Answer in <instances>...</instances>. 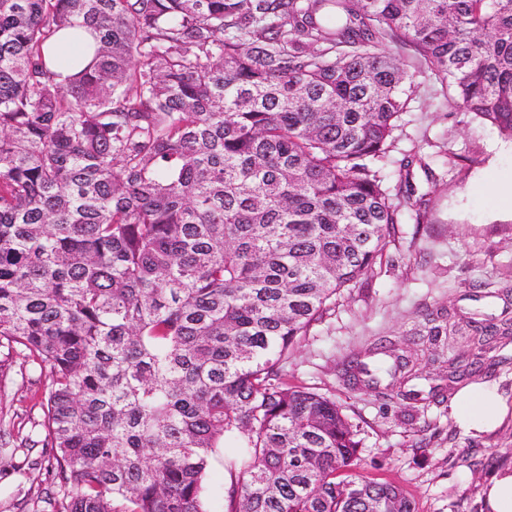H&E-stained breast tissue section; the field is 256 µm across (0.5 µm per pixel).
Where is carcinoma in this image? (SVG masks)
Listing matches in <instances>:
<instances>
[{
    "label": "carcinoma",
    "instance_id": "obj_1",
    "mask_svg": "<svg viewBox=\"0 0 512 512\" xmlns=\"http://www.w3.org/2000/svg\"><path fill=\"white\" fill-rule=\"evenodd\" d=\"M418 64L512 138V0H0V349L45 375L52 512H207L229 438L224 512H417L283 368L395 240ZM419 361L353 366L392 397ZM90 42L91 38L88 35L75 38L70 31H65V34L50 49L51 54L59 59L58 71L65 73L73 63L79 60L84 63L89 62L92 58V49L88 46ZM233 446L234 445L232 443H226L227 448L221 449V451L212 460L207 471L205 477V488L207 505L211 512H224L223 493L226 476L224 474L222 456L224 450L226 454L232 455L238 449L231 448Z\"/></svg>",
    "mask_w": 512,
    "mask_h": 512
}]
</instances>
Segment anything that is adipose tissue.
<instances>
[{
	"label": "adipose tissue",
	"instance_id": "1",
	"mask_svg": "<svg viewBox=\"0 0 512 512\" xmlns=\"http://www.w3.org/2000/svg\"><path fill=\"white\" fill-rule=\"evenodd\" d=\"M452 408L460 426L477 435L495 430L512 413V403L497 389L488 390L479 385L463 389L453 401Z\"/></svg>",
	"mask_w": 512,
	"mask_h": 512
}]
</instances>
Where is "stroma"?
<instances>
[{
    "label": "stroma",
    "instance_id": "stroma-1",
    "mask_svg": "<svg viewBox=\"0 0 512 512\" xmlns=\"http://www.w3.org/2000/svg\"><path fill=\"white\" fill-rule=\"evenodd\" d=\"M415 93L377 162L400 205L398 234L373 271L344 289L334 312L295 348L285 371L292 384L330 391L358 427L357 471L402 485L418 512H483L481 491L512 465V418L475 437L458 427L446 402L379 396L349 382L348 362L369 361L377 344L423 338L426 356L414 389L441 382V361L477 349L467 330L429 336L426 310L444 306L470 316L482 310L512 320V141L474 114L449 105L427 68L415 70ZM414 160L412 196L400 194L403 158ZM38 369L14 357L0 377V428L41 420ZM49 449L13 440L0 452V512H32L52 491Z\"/></svg>",
    "mask_w": 512,
    "mask_h": 512
}]
</instances>
